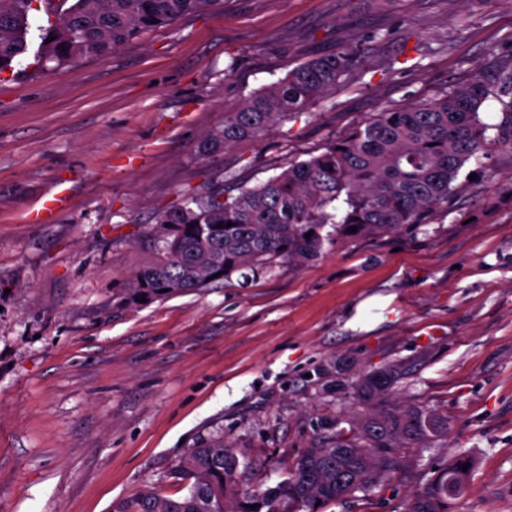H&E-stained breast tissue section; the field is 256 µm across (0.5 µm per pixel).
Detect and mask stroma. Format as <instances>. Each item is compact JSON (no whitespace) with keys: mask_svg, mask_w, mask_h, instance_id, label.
Returning <instances> with one entry per match:
<instances>
[{"mask_svg":"<svg viewBox=\"0 0 512 512\" xmlns=\"http://www.w3.org/2000/svg\"><path fill=\"white\" fill-rule=\"evenodd\" d=\"M387 41L372 40L373 31ZM361 57L308 114L206 160L199 144L250 92L307 58ZM0 73V512H111L223 437L239 489L275 485L353 434L354 388L405 370L392 400L448 421L390 481L325 512H399L466 451L451 512H512V148H494L423 223L327 242L247 287L126 302L184 194L254 187L383 108L512 61V0H221L112 53ZM72 205L37 224L55 182Z\"/></svg>","mask_w":512,"mask_h":512,"instance_id":"obj_1","label":"stroma"}]
</instances>
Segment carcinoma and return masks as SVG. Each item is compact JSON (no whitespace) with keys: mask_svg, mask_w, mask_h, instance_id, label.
<instances>
[{"mask_svg":"<svg viewBox=\"0 0 512 512\" xmlns=\"http://www.w3.org/2000/svg\"><path fill=\"white\" fill-rule=\"evenodd\" d=\"M220 0H0V72L27 49L30 18L45 11L40 26L42 67H60L79 57L114 51L136 36L171 25ZM360 49L341 43L312 56L285 77L248 96L198 147L213 159L244 138L263 136L276 124L306 113L336 88ZM502 120L480 118L488 100ZM495 129V137L487 135ZM512 146V62L492 74H477L430 101L385 108L324 151L290 160L266 181L232 195L218 186L184 198L156 216L164 245L133 276L126 301L140 304L168 293L205 288L239 275L270 272L279 263L300 266L319 255L325 240L362 237L420 224L448 203L455 183L473 162L496 146ZM233 226H228V223ZM333 233L322 235L326 226ZM357 232H351V227ZM310 237H305L306 233ZM399 369L366 373L356 393L362 405H377L357 422L347 447L352 458L321 459L309 448L273 487L241 494L239 459L221 437L192 448L174 475L185 492L167 496L146 486L112 502V512H324L329 505L383 484L398 468L403 448H419L448 434V421L416 405H392ZM470 464L467 470L462 466ZM475 458L457 452L425 487L410 494L400 512H450L466 487ZM256 508H251V505Z\"/></svg>","mask_w":512,"mask_h":512,"instance_id":"1","label":"carcinoma"}]
</instances>
